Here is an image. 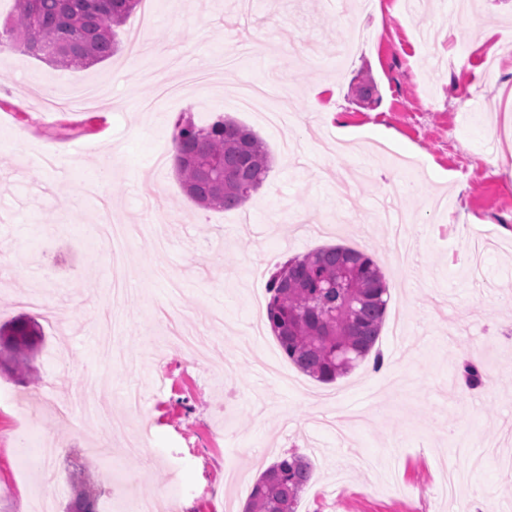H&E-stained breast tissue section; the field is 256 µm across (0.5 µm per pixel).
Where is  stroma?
<instances>
[{"label":"stroma","instance_id":"35a3bbf8","mask_svg":"<svg viewBox=\"0 0 512 512\" xmlns=\"http://www.w3.org/2000/svg\"><path fill=\"white\" fill-rule=\"evenodd\" d=\"M155 0V26L129 59L84 70L0 50V324L43 294L44 343L33 378L0 371V512H64L83 477L99 508L124 492L161 494L183 512H241L240 481L286 452L313 478L297 512H448V467L465 472L456 502L481 512L512 500V466L468 458L486 442L512 454V0ZM367 39L342 52L350 25ZM110 78L112 95L81 112H48L58 86ZM372 78L379 100L353 99ZM288 89L275 126L235 100L245 83ZM338 111L325 123L313 96ZM229 117L273 158L242 206L194 205L171 163L155 165L173 123ZM56 154L42 177L34 148ZM38 165V164H37ZM415 216L405 270L381 201ZM163 215L165 247L148 227ZM129 226L124 270L100 234ZM330 244L373 256L387 274L388 315L365 359L322 383L301 372L266 324L268 280L288 259ZM488 365V388L458 389L461 359ZM144 410L127 415L126 387ZM54 448L36 473L28 449Z\"/></svg>","mask_w":512,"mask_h":512}]
</instances>
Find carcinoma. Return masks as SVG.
Here are the masks:
<instances>
[{
	"label": "carcinoma",
	"mask_w": 512,
	"mask_h": 512,
	"mask_svg": "<svg viewBox=\"0 0 512 512\" xmlns=\"http://www.w3.org/2000/svg\"><path fill=\"white\" fill-rule=\"evenodd\" d=\"M141 0H15L0 44L64 68L112 57L116 28ZM175 167L184 195L207 209L242 206L264 182L271 158L264 141L231 118L199 127L178 117ZM267 321L283 352L325 383L349 373L371 352L385 319L388 285L371 255L344 246L289 259L269 279ZM43 339L19 316L0 325V366L25 374ZM311 463L298 455L274 462L253 484L246 512H294ZM67 512H98V496L78 491Z\"/></svg>",
	"instance_id": "1"
}]
</instances>
